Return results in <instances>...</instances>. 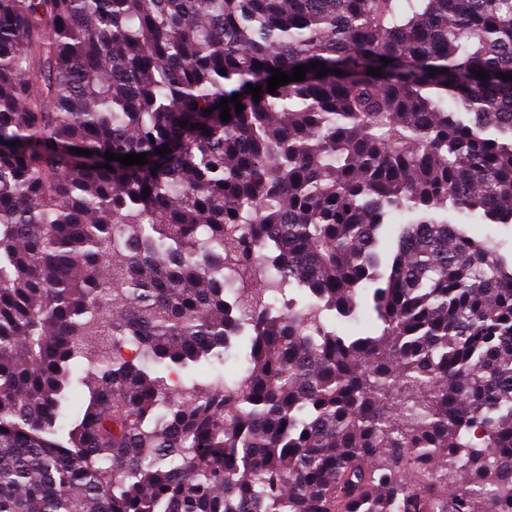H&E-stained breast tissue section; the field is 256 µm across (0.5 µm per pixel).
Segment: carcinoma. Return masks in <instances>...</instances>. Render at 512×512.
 <instances>
[{
    "mask_svg": "<svg viewBox=\"0 0 512 512\" xmlns=\"http://www.w3.org/2000/svg\"><path fill=\"white\" fill-rule=\"evenodd\" d=\"M499 73L512 0H0V512H512ZM448 221L452 224H469L470 233L478 239H490L505 255L511 253L512 224H486L480 220L462 221L454 212L448 211Z\"/></svg>",
    "mask_w": 512,
    "mask_h": 512,
    "instance_id": "1",
    "label": "carcinoma"
}]
</instances>
